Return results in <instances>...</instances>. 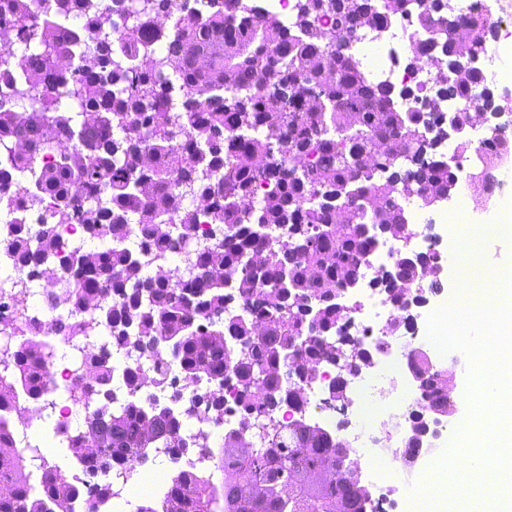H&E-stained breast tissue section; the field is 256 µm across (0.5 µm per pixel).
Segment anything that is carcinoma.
Wrapping results in <instances>:
<instances>
[{"label":"carcinoma","instance_id":"cac0c4a2","mask_svg":"<svg viewBox=\"0 0 512 512\" xmlns=\"http://www.w3.org/2000/svg\"><path fill=\"white\" fill-rule=\"evenodd\" d=\"M173 0H0V26L16 45L0 49V203L13 208V232L0 239L21 287L65 271L66 307L39 334L32 319L0 294V408L24 396L46 411L58 347L78 350L97 372L92 388L68 398L83 425L62 445L83 477L34 446L13 445L0 419V482L14 493L0 512H100L112 498L107 471L119 458L142 463L161 448L177 462L192 453L213 461L209 437L174 440L180 419L207 412L215 425L263 422L267 447L236 456L239 432L224 433L222 487L204 470H178L163 512H367L335 437L314 432L300 456L283 420L274 419L300 358L355 365L371 356L358 339L340 342L351 305L336 288L359 280L358 258L379 241V224L406 242L405 201L426 205L458 190L457 169L433 159L423 134L431 113L391 107V88L369 82L349 49L333 50L336 27L353 42L367 23L382 24L406 0H296L289 25L272 42L257 21L258 0H183L171 29L153 36L145 19L169 15ZM412 16L430 33L410 55L417 66L479 58L490 27L459 19L435 0H414ZM69 55L66 78L53 59ZM336 58L326 74L320 59ZM482 82L465 67L441 86L442 100H466ZM243 151L263 154L253 169ZM378 196L374 209L366 204ZM347 211L336 223V206ZM62 224H77L98 250L72 249ZM440 254L409 248L383 284L404 308L441 283L421 280ZM415 288L412 301L397 285ZM149 362L154 393L137 374L128 394L112 389V345ZM232 370L236 407H225L221 377ZM415 374L429 381L427 412L448 418V395L427 357ZM101 449L89 460L88 440Z\"/></svg>","mask_w":512,"mask_h":512}]
</instances>
